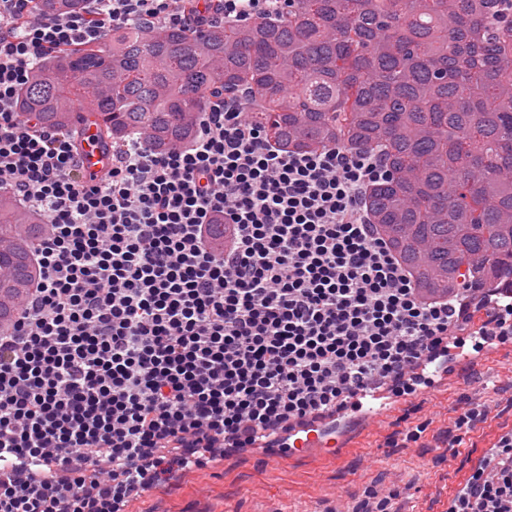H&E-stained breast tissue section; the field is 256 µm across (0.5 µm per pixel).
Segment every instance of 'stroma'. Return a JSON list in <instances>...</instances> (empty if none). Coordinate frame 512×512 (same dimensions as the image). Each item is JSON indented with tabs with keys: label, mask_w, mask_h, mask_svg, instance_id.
<instances>
[{
	"label": "stroma",
	"mask_w": 512,
	"mask_h": 512,
	"mask_svg": "<svg viewBox=\"0 0 512 512\" xmlns=\"http://www.w3.org/2000/svg\"><path fill=\"white\" fill-rule=\"evenodd\" d=\"M478 379L459 376L437 392L410 397L404 410L368 425L342 459L275 463L261 455L231 457L182 475L133 502L129 512H350L365 489H401L395 512H446L448 497L512 425V391L486 392L483 382L512 381V347L483 357ZM490 401L488 418L470 433V447L449 448L445 437L467 402ZM420 439L401 447L418 424Z\"/></svg>",
	"instance_id": "35a3bbf8"
}]
</instances>
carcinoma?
<instances>
[{
	"label": "carcinoma",
	"mask_w": 512,
	"mask_h": 512,
	"mask_svg": "<svg viewBox=\"0 0 512 512\" xmlns=\"http://www.w3.org/2000/svg\"><path fill=\"white\" fill-rule=\"evenodd\" d=\"M240 26L126 25L49 56L16 108L106 145L191 142L209 93H244L282 149H375L390 181L367 191L372 222L429 296L466 283L512 289V23L503 0H290ZM88 0H37L42 13ZM45 220L0 191V330L34 287Z\"/></svg>",
	"instance_id": "1"
}]
</instances>
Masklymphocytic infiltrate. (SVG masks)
<instances>
[{"label":"lymphocytic infiltrate","mask_w":512,"mask_h":512,"mask_svg":"<svg viewBox=\"0 0 512 512\" xmlns=\"http://www.w3.org/2000/svg\"><path fill=\"white\" fill-rule=\"evenodd\" d=\"M34 2L0 0V190L47 220L40 280L0 332V512H127L174 472L357 392L414 393L447 346L512 341V291L474 330L462 302L416 288L367 210L392 177L378 153L284 151L242 96L211 95L189 144L136 136L86 176L71 133L16 111L20 90L112 28L190 21L182 0ZM199 5L247 24L288 0ZM448 512H512V428ZM88 0H38L36 7L42 13L82 12L87 9Z\"/></svg>","instance_id":"obj_1"}]
</instances>
